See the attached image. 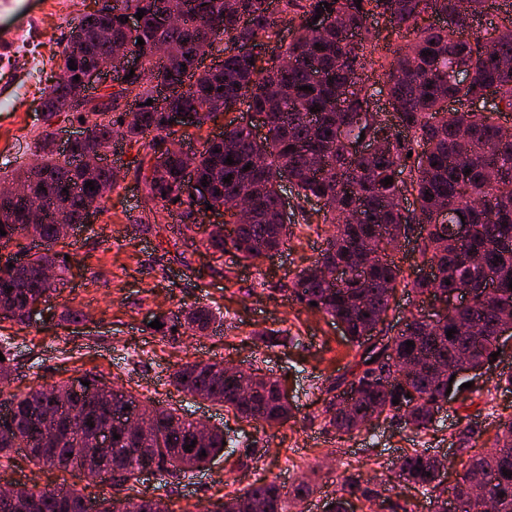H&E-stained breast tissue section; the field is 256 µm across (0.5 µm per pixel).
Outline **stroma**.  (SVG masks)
Returning <instances> with one entry per match:
<instances>
[{
	"mask_svg": "<svg viewBox=\"0 0 512 512\" xmlns=\"http://www.w3.org/2000/svg\"><path fill=\"white\" fill-rule=\"evenodd\" d=\"M89 2L65 0L57 13L43 9V0H12L9 11H0V55L8 56L11 33L26 24L41 65L34 79L19 60L0 75V174L34 156L42 127L39 109L61 63L59 52ZM151 156L147 140L119 142L112 158L121 168L119 182L96 221L80 225L67 240V270L44 310L27 325L0 323V338L18 353L9 392L99 373L141 399L184 408L191 417L234 431L241 442L238 458H217L162 489L152 480L139 484L143 494L161 493L172 512H207L222 497L242 493L259 480L285 488L310 482L314 494L289 512H323L327 495L348 465L379 492L369 501L352 500L349 512H431L427 498L393 480L397 460L410 449H426L445 459V482L453 484L470 453L459 450V434L469 426L478 428L481 436L474 450L480 452L493 445L500 423L512 419V392L496 387L498 374L512 373V352L496 360L493 375L451 397L428 430L394 420L371 433L336 435L323 424L324 390L348 370L354 352L333 320L293 301L284 290L318 257L327 225H290L282 250L255 265L240 261L231 250H207L201 244L203 230H179V209L149 199L136 167ZM197 302L223 313L220 334L152 329L157 316H173ZM73 310L82 311L83 320L67 321ZM267 328L284 331L287 342L262 345L255 334ZM208 360L276 378L288 392L295 418L264 428L187 397L171 384V374L182 365ZM64 482L92 503L114 494L110 478L92 479L77 467L40 469L21 450L0 462V485L52 489Z\"/></svg>",
	"mask_w": 512,
	"mask_h": 512,
	"instance_id": "obj_1",
	"label": "stroma"
}]
</instances>
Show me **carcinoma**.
<instances>
[{
	"label": "carcinoma",
	"mask_w": 512,
	"mask_h": 512,
	"mask_svg": "<svg viewBox=\"0 0 512 512\" xmlns=\"http://www.w3.org/2000/svg\"><path fill=\"white\" fill-rule=\"evenodd\" d=\"M279 2L280 13L293 14L289 22L294 24V35L283 50L289 60L286 67L278 62L265 67L259 59L260 51L280 33L271 0H105L100 9L80 17L62 47L60 72L42 103L47 119L37 135L40 171L22 167L12 174L13 183L31 192L23 203L39 205L43 221L25 223L21 207L0 214V228L6 232L0 235V252L9 253L15 247L26 253V266L0 268V308L11 311L0 322H30L37 305L57 288L41 279L42 269L54 268L59 281L65 272V258L56 249L61 242L56 225L81 223L87 201L104 200L117 184L106 169L89 179L73 163L56 158L52 119L62 115L88 126V138L73 147L75 156L115 139L137 143L150 135L153 163L144 174L148 197L164 205L175 198L187 204L181 212L185 229L198 226L184 182L189 169L214 178L213 190L219 191L213 196L214 205L227 211L240 197L251 200L249 221L233 225L228 242L205 238L203 245L208 249L222 252L229 245L240 260L253 263L285 246L288 225L297 218L308 224L315 214L322 223L334 225L313 266L301 270L288 287L293 300L342 324L355 349L351 370L326 389L324 427L350 435L362 431L359 424L376 415L385 420L397 417L417 431L428 430L436 422L438 403L445 400L447 388L458 392L466 382L451 371L445 377L437 374L433 364L455 360L481 370L493 363L491 354L500 349L485 336L464 335L458 323H479L489 331L512 323V288L508 287L512 280V134H502L494 119L498 112L512 111V20L495 27L488 38L470 39L466 34L494 7L495 0ZM141 9L139 36L144 44L137 45L128 41L125 17ZM161 10L181 14L185 20L161 28L155 23ZM429 10L442 26L418 29V19ZM375 15L384 18L396 35L415 34L393 51L391 60L380 63L387 76L392 124L370 114L378 90L361 73L368 60L369 18ZM221 38L220 66L195 68L186 90L163 106L146 105L154 98L152 82L157 74L181 82L186 68ZM158 43L167 46L161 62L151 55ZM128 53L141 58L140 71L125 80V87L108 94L101 107L80 108L83 87L76 76L87 66L110 64L113 70H122ZM132 93L140 101L136 112L121 108V100ZM450 101L458 105L452 112L448 111ZM241 102L248 111L267 117L266 134L256 136L247 124L227 125L222 137L207 141L197 154L181 156L163 150L166 140L176 134L166 126L163 113L181 112L183 127L200 129ZM477 104L482 111L472 110ZM362 137L379 141L380 154L353 152L351 144ZM229 156L234 160L230 165L226 163ZM246 165L250 166L247 171L243 170ZM228 175L231 180L226 183ZM385 178L390 184L381 183ZM88 181L95 189L85 187ZM285 191L294 195L296 205L284 217L280 205ZM404 193L413 196V208L404 206ZM461 210L467 211L471 226L465 240L452 231ZM378 231L395 246L418 235V253L431 271L411 282L416 294L445 296L450 290L477 288L491 276L497 282L496 295L487 299L476 293L472 303L450 313L439 312L433 322L413 313L392 333L384 316L392 309L400 269L386 255L367 263L360 250L364 239ZM22 238L38 239L44 248L30 254L20 243ZM468 253L479 257L478 264H462L461 256ZM319 265L352 270L362 265L364 272L340 285L330 284L315 274L314 267ZM312 301L316 302L313 307ZM181 316L183 328L195 333L221 326L224 319L206 305L192 306ZM452 328L455 333L449 338L446 332ZM408 341L413 343L409 349ZM0 353L5 357L0 361V384H6L17 354L2 344ZM395 357L421 360L425 369L388 383L390 360ZM242 380L253 385L244 398L237 396ZM88 381L100 397L99 405L88 412L83 394L64 382L49 390L41 386L9 395L14 428L0 435V459L22 448L38 466L65 470L76 465L89 472H115L117 490L129 491L140 483L146 463L153 465L155 478L166 486L181 482L221 454L229 458V450L239 447L230 431L215 428L203 448L188 452L192 423L180 409L143 401L103 378L92 376ZM172 383L247 422L282 424L294 417L278 382L256 369L226 376L222 362H195L176 370ZM396 398L399 403H392ZM127 407L158 418V430L140 437V447L146 449L144 459L129 452L131 444L119 430ZM52 409L65 418L73 412L82 417L69 433L53 431L39 419ZM106 427L119 435L110 449L82 459L69 456L78 440ZM441 465L437 457L413 448L401 456L398 467L399 480L433 499V512H448ZM505 470L512 471V420L502 424L494 450L469 456L451 490L483 482L497 503V512H512V477L504 476ZM376 496L378 491L364 484L361 474L348 471L326 502V512H348L351 500ZM232 501L243 504L239 512H251L253 504L265 506L262 512H288L282 488L274 481L254 483L232 496ZM0 512H86V499L73 488L40 490L34 502L0 499Z\"/></svg>",
	"instance_id": "obj_1"
}]
</instances>
